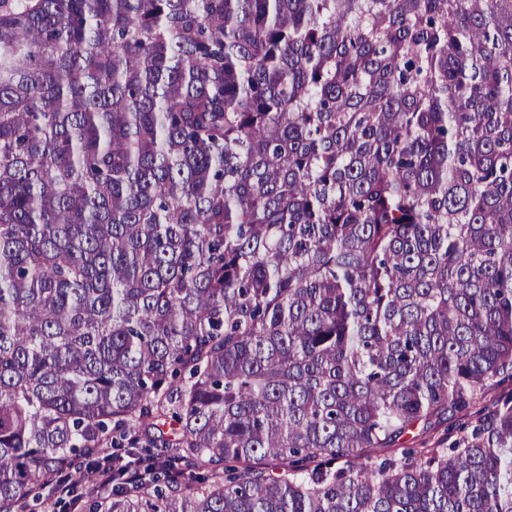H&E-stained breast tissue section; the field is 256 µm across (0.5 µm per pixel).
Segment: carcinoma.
Returning a JSON list of instances; mask_svg holds the SVG:
<instances>
[{"mask_svg":"<svg viewBox=\"0 0 512 512\" xmlns=\"http://www.w3.org/2000/svg\"><path fill=\"white\" fill-rule=\"evenodd\" d=\"M512 0H0V512H512ZM496 383L492 385L489 390L485 393L484 398L481 400L480 405L478 407H485L486 409L491 410L495 402L504 395L512 394V376L509 374H505L496 379ZM473 411L474 409L468 408L453 414L449 413L441 419H434L431 431L426 434H421V428L418 427L401 439L393 453L400 455L406 448H433L437 442L440 444L439 448H447L451 442L465 433V425ZM131 461L122 455H112L109 464L104 468L89 469L86 471V480L94 487H104L111 482L113 472H123L130 477H135L138 470L132 467Z\"/></svg>","mask_w":512,"mask_h":512,"instance_id":"cac0c4a2","label":"carcinoma"}]
</instances>
